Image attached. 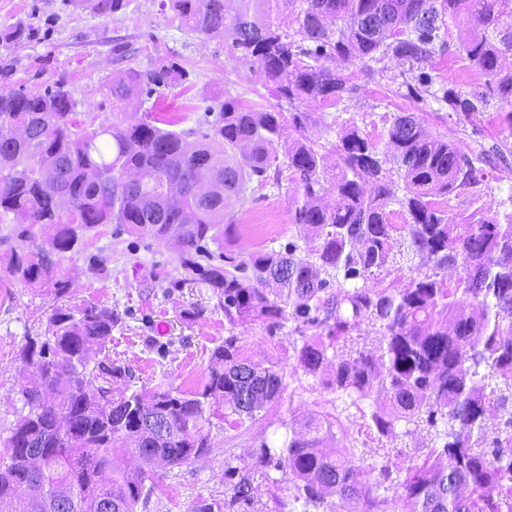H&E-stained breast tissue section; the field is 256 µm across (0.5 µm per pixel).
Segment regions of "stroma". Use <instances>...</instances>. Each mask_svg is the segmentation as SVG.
Returning <instances> with one entry per match:
<instances>
[{"mask_svg":"<svg viewBox=\"0 0 512 512\" xmlns=\"http://www.w3.org/2000/svg\"><path fill=\"white\" fill-rule=\"evenodd\" d=\"M11 27L24 28L26 35L18 42H0V58L12 59L15 68L11 80L0 81V94L20 88L42 92L65 81L77 103L78 121L90 130L113 118L112 101L104 90L112 77L128 69L151 70L161 55L176 59L186 80L143 96L142 109L182 115V129L193 135L205 130L203 106L224 95L255 110L277 105L260 79L258 65L234 59L222 38L185 29L162 0H126L125 8L111 16L95 15L77 0H0V32ZM118 39L132 48L120 63L112 56ZM402 70L389 58L382 72L374 74L361 62L347 65L351 92L336 105H312L308 136L330 150L338 144L342 126L353 124L382 148L394 115L401 112L415 113L429 135L448 138L472 156L494 154L512 135L502 121L512 108L499 98H491L484 111L461 120L448 103L416 98ZM431 75L439 88L469 91L485 86L484 77L454 50L434 59ZM300 198L296 183L287 177L278 189L250 183L230 208L229 231L206 241V250L247 262L260 252L284 249L298 236L292 212ZM444 206L453 214L503 217L512 212V170L486 168L480 185L452 194ZM54 233L53 226H26L15 214L0 213L1 440L22 410L18 390L34 374L18 359L27 338L46 333L57 307L99 304L112 310L115 325L106 351L130 370L129 390L201 387L212 350L229 335L238 336L243 357L275 363L284 373L281 399L255 418H212L210 453L180 466L155 467L153 479L159 489L137 512H187L196 500H223L225 474L231 467L249 475L257 512H297L285 482L254 472V455L262 442L284 437L285 422L303 421L319 412L339 415L342 430L336 444L349 465L380 460L362 410L345 407L300 367L297 352L303 340L294 322L274 331L258 322L231 326L213 288L204 280L186 279L177 242L120 231L112 224L91 232L83 249L52 254L56 282H63L64 295L56 294V282L29 285L8 274L6 257L11 251L47 247Z\"/></svg>","mask_w":512,"mask_h":512,"instance_id":"stroma-1","label":"stroma"}]
</instances>
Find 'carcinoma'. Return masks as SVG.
Listing matches in <instances>:
<instances>
[{
    "label": "carcinoma",
    "mask_w": 512,
    "mask_h": 512,
    "mask_svg": "<svg viewBox=\"0 0 512 512\" xmlns=\"http://www.w3.org/2000/svg\"><path fill=\"white\" fill-rule=\"evenodd\" d=\"M100 16L125 0H77ZM188 30L224 38L238 60L259 63L263 80L288 108L254 110L226 95L205 113L208 131L187 141L171 112L138 115L141 94L185 77L175 61L160 58L146 73L124 71L107 95L123 118L87 131L76 119L65 84L43 93L0 94V211L27 224H51L49 250L11 254L7 271L27 282H48V251L73 250L101 224L135 234L172 238L184 249L185 269L216 290L229 324L283 319L300 331H324L298 350L303 370L347 405L384 396L388 409L370 412L378 442L425 430L429 452L393 477L383 460L347 465L328 442L339 417L326 413L274 448L260 445L254 470L282 473L293 499L326 512H512V214L506 222L450 214L439 199L479 185L482 162L509 167L512 150L470 157L446 139L430 136L414 114L394 117L387 150L342 129L336 161L306 135L311 113L303 105H334L352 91L336 63L409 64L413 92L446 101L465 117L496 96L512 105V0H169ZM466 18L457 49L487 78L467 94L434 89L432 60L450 51L447 21ZM292 136L287 167L302 191L292 223L319 246L295 242L244 263L224 255L203 267L202 242L224 234L228 209L247 184L280 186L275 147ZM402 182V197L392 175ZM331 206L321 204L326 192ZM398 202L407 223H390ZM406 231L413 253L433 262L402 288L375 291L367 282L395 259V234ZM458 270L449 284L445 270ZM469 299L468 308L457 296ZM380 333L367 348L363 326ZM112 308L89 304L58 308L45 336H30L21 351L37 363V378L21 388L28 412L20 415L0 457V512H137L155 490L146 469L201 457L213 447L205 424L222 406L253 418L276 402L283 373L241 355L227 336L210 357L208 380L198 390L115 392L126 367L103 354L112 341ZM332 367L325 378L323 371ZM496 411L501 426L485 431ZM136 455L133 470L114 466V453ZM232 494L224 502L199 500L190 512H250V477L227 472ZM74 488L54 496V484ZM28 498L14 508L16 488Z\"/></svg>",
    "instance_id": "carcinoma-1"
}]
</instances>
